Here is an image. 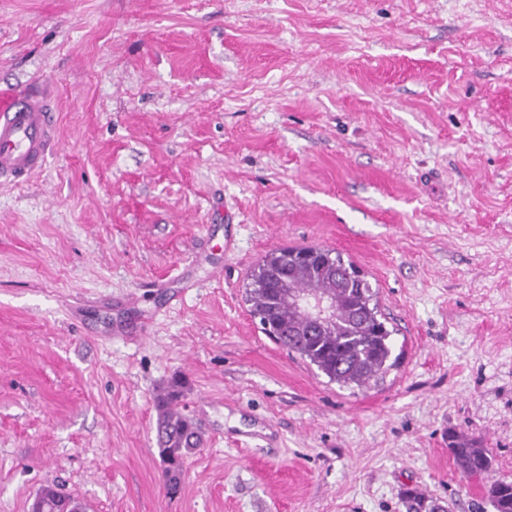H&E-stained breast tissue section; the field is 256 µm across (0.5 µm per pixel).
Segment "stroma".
Wrapping results in <instances>:
<instances>
[{
    "label": "stroma",
    "instance_id": "35a3bbf8",
    "mask_svg": "<svg viewBox=\"0 0 512 512\" xmlns=\"http://www.w3.org/2000/svg\"><path fill=\"white\" fill-rule=\"evenodd\" d=\"M59 112L0 184V512H492L512 481V0H0ZM378 290L398 364L328 382L253 323L266 253ZM203 444L169 495L155 397ZM488 448L465 477L449 442ZM487 493L492 512H512V481L495 480ZM403 506L406 512H449V504L444 505L440 501L427 498L414 491H407Z\"/></svg>",
    "mask_w": 512,
    "mask_h": 512
}]
</instances>
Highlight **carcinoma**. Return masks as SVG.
Wrapping results in <instances>:
<instances>
[{
	"mask_svg": "<svg viewBox=\"0 0 512 512\" xmlns=\"http://www.w3.org/2000/svg\"><path fill=\"white\" fill-rule=\"evenodd\" d=\"M330 289L336 293V324L319 325L303 316L291 294ZM251 316L274 341L315 366L341 387L370 388L384 381L396 366L392 360V331L370 283L350 260L321 246H288L274 251L256 265L247 289ZM184 382L174 379L157 397L156 445L163 464L167 491L177 485L170 474L183 471L187 456L197 450L199 433L193 422L176 412ZM461 472L481 476L490 472L489 450L462 439L451 446ZM493 512H512V481L495 480L487 490ZM57 512L80 509L75 499L52 491ZM405 512H450V507L417 492L405 494Z\"/></svg>",
	"mask_w": 512,
	"mask_h": 512,
	"instance_id": "carcinoma-1",
	"label": "carcinoma"
}]
</instances>
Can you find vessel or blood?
<instances>
[{
	"instance_id": "1",
	"label": "vessel or blood",
	"mask_w": 512,
	"mask_h": 512,
	"mask_svg": "<svg viewBox=\"0 0 512 512\" xmlns=\"http://www.w3.org/2000/svg\"><path fill=\"white\" fill-rule=\"evenodd\" d=\"M59 114L41 94L0 89V184L40 172L59 143Z\"/></svg>"
}]
</instances>
